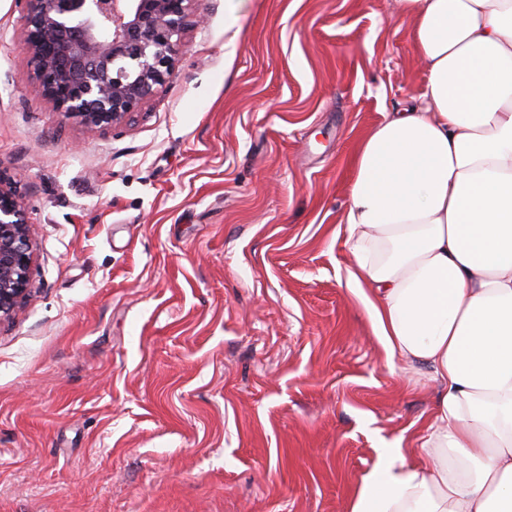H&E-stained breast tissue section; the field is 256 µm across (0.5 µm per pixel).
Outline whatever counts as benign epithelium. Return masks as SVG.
<instances>
[{
  "mask_svg": "<svg viewBox=\"0 0 512 512\" xmlns=\"http://www.w3.org/2000/svg\"><path fill=\"white\" fill-rule=\"evenodd\" d=\"M34 91L90 131L126 124L172 77L198 0H22ZM35 261L23 196L0 173V324L29 298Z\"/></svg>",
  "mask_w": 512,
  "mask_h": 512,
  "instance_id": "obj_1",
  "label": "benign epithelium"
}]
</instances>
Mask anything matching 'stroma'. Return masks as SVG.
<instances>
[{
    "label": "stroma",
    "mask_w": 512,
    "mask_h": 512,
    "mask_svg": "<svg viewBox=\"0 0 512 512\" xmlns=\"http://www.w3.org/2000/svg\"><path fill=\"white\" fill-rule=\"evenodd\" d=\"M166 88L91 132L0 0V172L34 293L0 329V512H347L433 383L390 360L341 232L359 143L418 106L396 0H200Z\"/></svg>",
    "instance_id": "obj_1"
}]
</instances>
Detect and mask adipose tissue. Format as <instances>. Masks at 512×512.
Segmentation results:
<instances>
[{"mask_svg": "<svg viewBox=\"0 0 512 512\" xmlns=\"http://www.w3.org/2000/svg\"><path fill=\"white\" fill-rule=\"evenodd\" d=\"M422 106L360 143L342 224L390 358L439 395L348 512H512V0H397Z\"/></svg>", "mask_w": 512, "mask_h": 512, "instance_id": "ef3b65f1", "label": "adipose tissue"}]
</instances>
